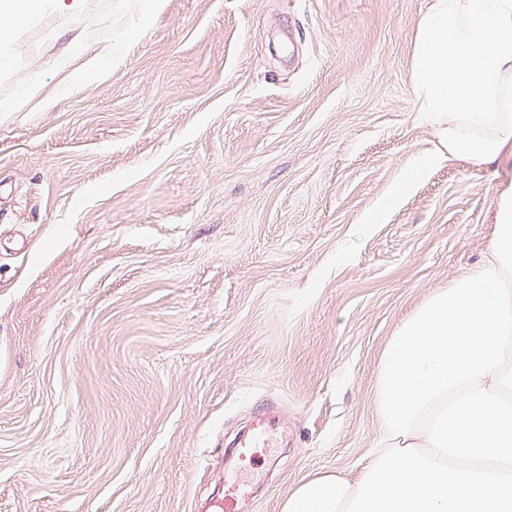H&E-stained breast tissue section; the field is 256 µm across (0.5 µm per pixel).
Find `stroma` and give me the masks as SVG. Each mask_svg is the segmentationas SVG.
Here are the masks:
<instances>
[{"label":"stroma","mask_w":512,"mask_h":512,"mask_svg":"<svg viewBox=\"0 0 512 512\" xmlns=\"http://www.w3.org/2000/svg\"><path fill=\"white\" fill-rule=\"evenodd\" d=\"M432 0H0V512H243L354 478L391 338L477 269L512 149H441ZM287 441L227 456L263 407ZM434 160L435 158L431 156H424L414 160L404 179L393 188L388 202L391 203L395 201L400 195H402L409 188V186L424 172V170L434 162Z\"/></svg>","instance_id":"obj_1"}]
</instances>
